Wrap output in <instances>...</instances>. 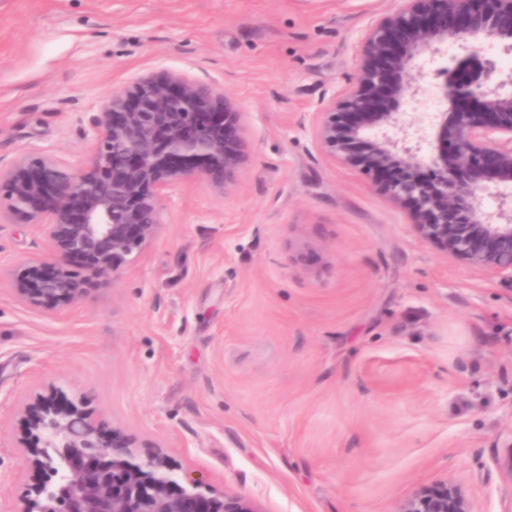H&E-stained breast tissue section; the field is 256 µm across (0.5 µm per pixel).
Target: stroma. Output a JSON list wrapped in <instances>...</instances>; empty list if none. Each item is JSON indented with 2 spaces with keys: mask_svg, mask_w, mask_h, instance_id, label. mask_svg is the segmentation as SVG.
Segmentation results:
<instances>
[{
  "mask_svg": "<svg viewBox=\"0 0 512 512\" xmlns=\"http://www.w3.org/2000/svg\"><path fill=\"white\" fill-rule=\"evenodd\" d=\"M399 0H0V166L79 164L90 120L146 75L223 88L250 161L171 189L144 251L67 314L11 290L48 253L0 220V512L37 475L18 402L57 387L180 475L258 512H397L451 482L512 501V283L423 243L407 208L311 127ZM427 96L399 143L426 145Z\"/></svg>",
  "mask_w": 512,
  "mask_h": 512,
  "instance_id": "1",
  "label": "stroma"
}]
</instances>
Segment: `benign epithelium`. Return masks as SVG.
I'll return each instance as SVG.
<instances>
[{
  "label": "benign epithelium",
  "instance_id": "obj_1",
  "mask_svg": "<svg viewBox=\"0 0 512 512\" xmlns=\"http://www.w3.org/2000/svg\"><path fill=\"white\" fill-rule=\"evenodd\" d=\"M491 38L512 51V0H401L376 17L359 50L354 84L312 124L331 161L357 169L394 203L410 205L417 237L491 278L512 282V195L485 208L490 186L512 185V76L495 79ZM458 45L463 56L433 89L435 141L401 146L385 130L400 104L426 93L419 60ZM243 113L216 84L166 73L112 93L92 120L93 142L76 168L43 152L0 168V217L36 224L51 259L26 257L12 273L21 302L67 312L100 279L139 255L162 224L177 183L223 192L248 164ZM428 172H423V169ZM19 439L39 482L11 512H259L240 495L205 490L176 472L160 447L106 428L59 391L20 404ZM397 512H472L462 490L422 488Z\"/></svg>",
  "mask_w": 512,
  "mask_h": 512
}]
</instances>
